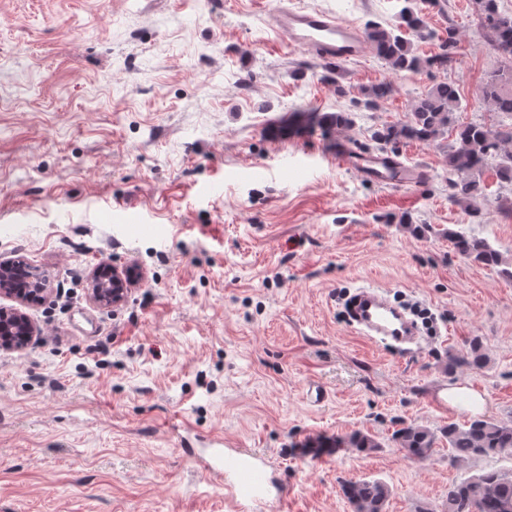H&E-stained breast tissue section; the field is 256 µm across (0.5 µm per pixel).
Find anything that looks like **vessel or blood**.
<instances>
[{"instance_id":"1","label":"vessel or blood","mask_w":512,"mask_h":512,"mask_svg":"<svg viewBox=\"0 0 512 512\" xmlns=\"http://www.w3.org/2000/svg\"><path fill=\"white\" fill-rule=\"evenodd\" d=\"M273 28L289 44L306 48L328 62L357 59L367 51L359 28L321 10H281L274 17ZM329 159L377 183L395 181L408 185L421 180L418 169L399 165L396 159L383 153L356 149L344 140L337 141ZM354 325L364 335L391 345L404 342L413 334L401 313L382 292L373 288L358 291ZM190 454L213 481L223 485L239 512H244L247 502L261 503L280 496L272 485L261 482L257 459L250 452L229 450L219 440L209 448L191 449Z\"/></svg>"}]
</instances>
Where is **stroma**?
<instances>
[{
  "label": "stroma",
  "instance_id": "obj_1",
  "mask_svg": "<svg viewBox=\"0 0 512 512\" xmlns=\"http://www.w3.org/2000/svg\"><path fill=\"white\" fill-rule=\"evenodd\" d=\"M321 9L366 28L397 0H0V263L23 259L48 291L23 311L37 333L0 350V512H234L184 439L214 434L265 457L284 502L255 512H352L341 486L377 478L385 512H442L449 486L511 471L512 457L424 459L392 439L401 422L440 431L472 411L433 399L466 386L485 418L512 419V185L495 166L479 219L448 199L442 146L410 141L416 186L337 168V140L368 143L439 81L456 82L457 122L499 124L481 87L500 62L476 0H438L413 38L448 68L396 73L375 51L331 80L275 40L276 12ZM392 93L359 109L360 90ZM355 113L352 127L280 138L291 113ZM430 232H423V225ZM485 238L502 268L459 254L445 228ZM136 269L123 302L95 303L100 266ZM363 285L430 308L437 328L402 355L340 312ZM481 338L484 368L448 371ZM324 401L308 402V387ZM380 444L327 456L317 436Z\"/></svg>",
  "mask_w": 512,
  "mask_h": 512
}]
</instances>
